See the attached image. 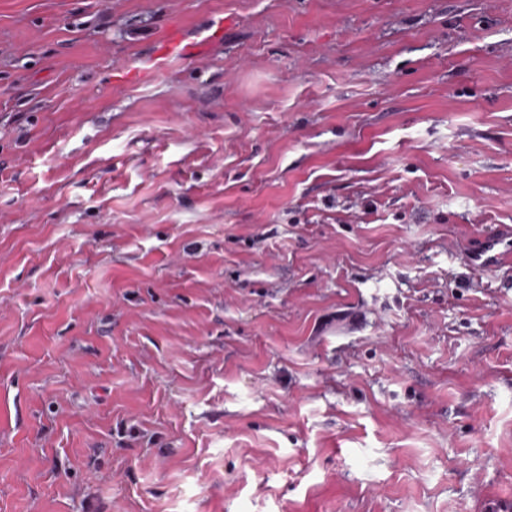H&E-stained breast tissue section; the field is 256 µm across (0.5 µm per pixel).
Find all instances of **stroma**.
I'll use <instances>...</instances> for the list:
<instances>
[{
  "mask_svg": "<svg viewBox=\"0 0 512 512\" xmlns=\"http://www.w3.org/2000/svg\"><path fill=\"white\" fill-rule=\"evenodd\" d=\"M0 512H512V0H0ZM183 36L175 30L166 33L154 52V70L143 72L137 68H125L121 72V80L124 82L144 81L159 72L168 61L176 58H187L188 50L182 46Z\"/></svg>",
  "mask_w": 512,
  "mask_h": 512,
  "instance_id": "35a3bbf8",
  "label": "stroma"
}]
</instances>
